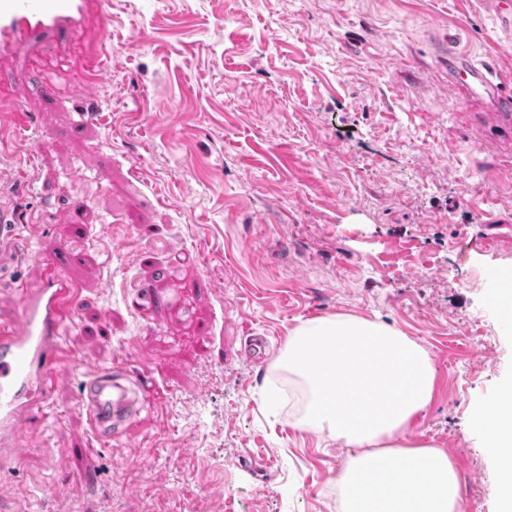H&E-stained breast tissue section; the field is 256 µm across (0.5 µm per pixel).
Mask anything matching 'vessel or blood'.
Wrapping results in <instances>:
<instances>
[{
    "label": "vessel or blood",
    "instance_id": "obj_1",
    "mask_svg": "<svg viewBox=\"0 0 512 512\" xmlns=\"http://www.w3.org/2000/svg\"><path fill=\"white\" fill-rule=\"evenodd\" d=\"M108 4L109 0H0V59L53 38L77 36L92 16L99 22L102 39H109ZM106 72L98 58L75 83L61 69L39 75L43 91L58 97L98 86ZM448 73L471 93L491 87L487 70L454 53L448 56ZM0 118L17 132L29 128L17 103L2 95ZM40 262L46 271L41 286L22 289L20 315L13 324L0 325V470L12 466L23 426L44 414L60 368L68 360L63 329L82 304L79 288L66 278L56 256L41 257ZM154 389L125 365H90L83 373L78 408L99 439L119 441L145 419Z\"/></svg>",
    "mask_w": 512,
    "mask_h": 512
}]
</instances>
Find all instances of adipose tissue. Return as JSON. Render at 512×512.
Segmentation results:
<instances>
[{"mask_svg":"<svg viewBox=\"0 0 512 512\" xmlns=\"http://www.w3.org/2000/svg\"><path fill=\"white\" fill-rule=\"evenodd\" d=\"M275 366L303 389L294 427L353 450L337 482L342 512H460L448 455L404 438L433 398L423 347L379 321L318 317L292 330ZM472 424L498 463L501 512H512V385Z\"/></svg>","mask_w":512,"mask_h":512,"instance_id":"1","label":"adipose tissue"}]
</instances>
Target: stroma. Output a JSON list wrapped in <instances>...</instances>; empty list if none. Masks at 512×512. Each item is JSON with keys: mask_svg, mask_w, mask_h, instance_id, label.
Wrapping results in <instances>:
<instances>
[{"mask_svg": "<svg viewBox=\"0 0 512 512\" xmlns=\"http://www.w3.org/2000/svg\"><path fill=\"white\" fill-rule=\"evenodd\" d=\"M95 48L109 73L93 121L80 97L10 84L34 124L0 127L19 213L0 322L67 245L73 357L158 390L141 428L106 443L66 369L0 472V512H340L350 452L291 424L302 396L273 368L300 322L336 314L426 349L434 395L406 436L448 454L461 506L499 512L470 419L512 383L493 299L512 277V130L450 86L448 54L512 86V34L481 0H112L110 40L91 23L62 52L81 66ZM143 288L155 310L139 319L122 296ZM254 333L261 365L235 355Z\"/></svg>", "mask_w": 512, "mask_h": 512, "instance_id": "stroma-1", "label": "stroma"}]
</instances>
